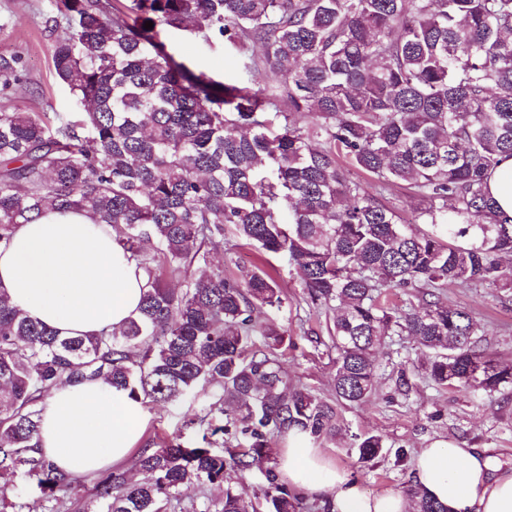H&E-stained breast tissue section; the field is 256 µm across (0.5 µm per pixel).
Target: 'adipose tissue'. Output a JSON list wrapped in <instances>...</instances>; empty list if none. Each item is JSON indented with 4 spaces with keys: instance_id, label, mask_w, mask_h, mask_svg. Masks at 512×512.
<instances>
[{
    "instance_id": "1",
    "label": "adipose tissue",
    "mask_w": 512,
    "mask_h": 512,
    "mask_svg": "<svg viewBox=\"0 0 512 512\" xmlns=\"http://www.w3.org/2000/svg\"><path fill=\"white\" fill-rule=\"evenodd\" d=\"M0 288L31 319L63 336L122 327L135 315L144 280L112 229L85 212H49L18 225L0 246ZM145 427L142 405L104 380L55 387L41 406L39 444L62 470L91 473L122 462ZM295 490L328 498L331 512H409L399 491L369 495L349 472L291 435L279 456ZM413 485L448 512H512V465L474 448L435 444L414 460Z\"/></svg>"
}]
</instances>
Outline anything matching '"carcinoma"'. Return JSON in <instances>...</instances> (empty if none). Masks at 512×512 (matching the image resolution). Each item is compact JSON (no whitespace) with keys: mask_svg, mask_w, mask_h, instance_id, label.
Masks as SVG:
<instances>
[{"mask_svg":"<svg viewBox=\"0 0 512 512\" xmlns=\"http://www.w3.org/2000/svg\"><path fill=\"white\" fill-rule=\"evenodd\" d=\"M57 77L82 112L0 105V245L18 224L78 210L115 232L145 280L119 329L61 337L0 290V475L64 503L86 484L97 512H176L198 485L224 497L192 512H256L226 471L262 467L296 432L318 448L343 431L337 406L376 392L388 336L431 351L437 387L512 388V364L487 355L449 286L512 292V217L487 177L512 158V0H51ZM153 22L150 30L144 28ZM163 29L237 52L263 87L227 84L175 60ZM22 56L0 55V92ZM367 175L349 178L348 168ZM416 201L407 221L384 197ZM288 257L309 302L335 314L333 397L290 387L284 336L260 320L282 303L256 267L199 273L224 231ZM173 278L182 284L172 288ZM421 295L410 310L380 302ZM103 379L142 405L199 396L193 437L149 440L125 472L66 474L38 446L39 403L60 383ZM363 463L386 447L366 434ZM267 512H302L264 471ZM414 512H446L417 488Z\"/></svg>","mask_w":512,"mask_h":512,"instance_id":"cac0c4a2","label":"carcinoma"}]
</instances>
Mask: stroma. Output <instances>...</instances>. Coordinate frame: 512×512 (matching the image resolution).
<instances>
[{"label": "stroma", "instance_id": "35a3bbf8", "mask_svg": "<svg viewBox=\"0 0 512 512\" xmlns=\"http://www.w3.org/2000/svg\"><path fill=\"white\" fill-rule=\"evenodd\" d=\"M49 0H0V54L22 55L23 80L9 92L22 108L35 112H74L78 106L68 89L55 77L51 45L44 33ZM177 61L197 72L229 83L245 82L242 60L222 46L178 31L163 33ZM278 270L283 304L266 309L263 318L284 331L288 350L284 366L292 385L321 396H331L332 352H329L326 311L313 307L286 259L270 260ZM450 303L471 311L487 328L481 345L497 359L512 361V300L482 288H449ZM426 354L404 336L388 338L380 348L379 379L374 398L340 408L350 435L378 434L391 447L386 456L370 463L358 460L348 438L326 444L325 453L348 469L370 494L401 491L412 484L415 451L437 442L475 448L512 463V389L494 393L438 389L430 385L421 368ZM407 385H399V376ZM204 400L188 401L166 412L146 406L145 436L170 435L182 419L201 412Z\"/></svg>", "mask_w": 512, "mask_h": 512}]
</instances>
